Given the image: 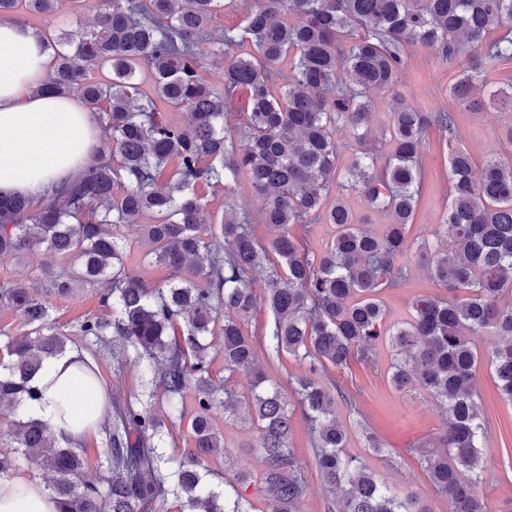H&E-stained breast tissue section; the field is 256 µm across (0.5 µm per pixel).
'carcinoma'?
<instances>
[{
  "instance_id": "carcinoma-1",
  "label": "carcinoma",
  "mask_w": 512,
  "mask_h": 512,
  "mask_svg": "<svg viewBox=\"0 0 512 512\" xmlns=\"http://www.w3.org/2000/svg\"><path fill=\"white\" fill-rule=\"evenodd\" d=\"M58 0H0V14L46 15ZM245 10L244 26L209 42L207 26L223 0H110L95 25L55 34L34 29L52 51L37 91L81 98L97 112L103 146L77 179L32 203L0 196V259L46 247L60 270L45 271L40 287L59 297L92 287L106 313L86 316L80 335L112 348L113 371L132 361L150 374L141 393L106 389L109 409L100 476L83 478L84 449L46 421L28 419L24 405L39 399L33 381L46 360L67 353L66 333L51 318L39 291L0 285V303L28 331L0 345V406L8 408L14 447L0 450V490L23 460L53 473L48 490L59 512H247L240 490L262 486L270 512H299L306 495L300 461L288 447L291 412L280 388L262 369L256 338L246 326L260 307L250 277L267 280L264 303L276 355L302 369L293 392L314 435L319 476L342 488L335 512H430L413 495L379 482L362 460L348 456L347 433L336 418L327 367L350 371L369 363L378 343L392 349L389 380L398 391L418 390L439 402L441 450L419 462L450 512H489L476 488L489 458L483 448L481 405L475 389L476 340L495 337L488 350L503 397L512 402V159L492 155L479 169L456 147L452 112H421L396 98L386 126L369 128L370 92L394 88L405 46L436 47L444 60L469 63L450 92L480 111L512 94L477 96L485 65L512 57V31L490 43L486 32L512 25V0H229ZM224 69L216 89L202 76ZM333 90V96L326 90ZM244 97L241 126L226 124L228 105ZM184 113L180 122L169 111ZM346 125L360 149L346 161L333 130ZM448 132L451 189L442 222L445 243H408L420 195L418 148L427 128ZM171 170L169 184L158 179ZM246 180L261 201L262 244L248 217L206 219L201 187L230 196ZM337 195L328 200L331 184ZM370 212L385 211L380 234L360 228L345 194ZM149 216L152 223L142 224ZM332 224L323 255L303 259L290 233L294 224ZM147 246L145 258L169 270L151 281L125 268L129 240ZM414 259L448 292L418 296L412 320L390 325L382 295L402 287ZM466 297L461 299L458 292ZM224 379L213 377L217 355ZM252 384L239 392L234 374ZM165 398L166 419L154 409ZM224 421L252 430L250 447L261 471L238 473L228 490L212 486L208 459L228 455L215 426ZM187 422L192 447L168 455L160 446L166 425Z\"/></svg>"
}]
</instances>
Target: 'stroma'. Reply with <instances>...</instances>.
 Instances as JSON below:
<instances>
[{
    "instance_id": "1",
    "label": "stroma",
    "mask_w": 512,
    "mask_h": 512,
    "mask_svg": "<svg viewBox=\"0 0 512 512\" xmlns=\"http://www.w3.org/2000/svg\"><path fill=\"white\" fill-rule=\"evenodd\" d=\"M107 5V0H89L82 8L75 6L73 0H60L52 15L26 14L22 20L53 31L89 27ZM460 71L459 65L443 61L434 48L420 44L407 46L397 89L371 94L374 104L371 128H379L387 121L388 106L398 95L424 112H454L459 143L470 153L475 165H482L492 154L512 155V144L503 136L504 130L512 126V112L499 105L487 106L480 112L458 105L450 95V87ZM419 165L420 196L408 229V240L412 243L430 238L438 231L448 207L447 137L439 127H429L425 133ZM202 194L208 202L207 212L211 221L220 222L223 214L231 211L239 216L246 215L251 219L255 238L261 242L269 239L270 230L259 217L261 203L247 185H240L230 197L225 196L220 188L206 187ZM59 264V258L47 250L28 252L20 258L0 262V283L30 281L40 268H55ZM442 293V287L413 262L409 265L406 284L387 293L384 300L392 321L401 324L410 320L411 303L415 297L439 296ZM47 304L52 318L71 335L77 334L85 315L100 311L97 297L88 289L77 290L68 299L48 297ZM258 353L267 374L279 383L292 413L293 431L288 445L299 459L307 482L300 512H328L330 503L338 500L341 493L328 489L317 472L308 423L288 382L289 376L299 373L300 368L288 355H272L266 345H259ZM390 360L389 348L382 345L375 361L352 363L350 375L344 376L331 369L325 376L326 383L336 384L342 394L336 413L348 432L346 451L350 456L363 460L381 482L396 492L416 494L426 502L431 512H448L447 498L434 490L416 454L419 446L433 444L442 429L437 403L424 392L395 390L387 380ZM477 392L485 419L486 453L492 468L477 492L487 501L490 512H512V402L500 396L494 373L485 360L481 361L477 372ZM219 429L224 434L231 457L226 462L211 461L213 473L209 477L210 482L220 486L236 471H258L261 467L259 457L243 445L250 436L246 427L223 423ZM367 430L377 437L381 450L369 448L363 436Z\"/></svg>"
}]
</instances>
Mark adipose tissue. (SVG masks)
<instances>
[{
	"instance_id": "obj_1",
	"label": "adipose tissue",
	"mask_w": 512,
	"mask_h": 512,
	"mask_svg": "<svg viewBox=\"0 0 512 512\" xmlns=\"http://www.w3.org/2000/svg\"><path fill=\"white\" fill-rule=\"evenodd\" d=\"M49 61L32 29L0 22V193L35 202L76 179L100 145L96 117L83 101L39 92ZM76 357L72 351L46 363L34 380L42 397L28 402L26 411L80 443L97 431L105 406L75 377ZM62 400L69 404L64 416ZM0 512H57V506L42 483L16 474L0 491Z\"/></svg>"
}]
</instances>
